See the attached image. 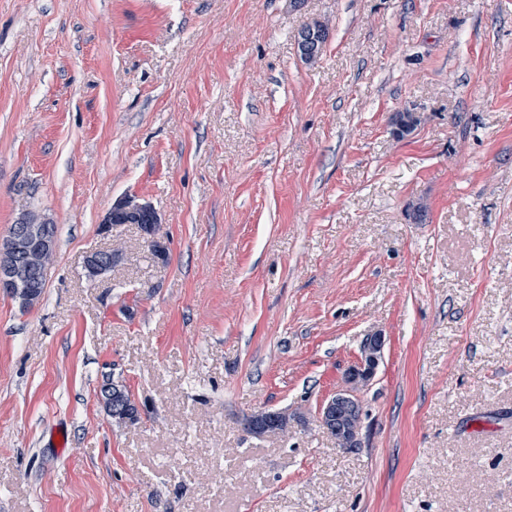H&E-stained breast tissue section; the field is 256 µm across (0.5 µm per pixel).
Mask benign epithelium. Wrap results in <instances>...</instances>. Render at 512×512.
Segmentation results:
<instances>
[{
    "label": "benign epithelium",
    "instance_id": "7a95c632",
    "mask_svg": "<svg viewBox=\"0 0 512 512\" xmlns=\"http://www.w3.org/2000/svg\"><path fill=\"white\" fill-rule=\"evenodd\" d=\"M297 46L300 55L311 61L316 58L318 47L310 46L308 30L298 33ZM151 209L147 203L135 196H126L112 205L103 221V230L112 231V227L122 221H129L140 213ZM54 241V225L47 220L34 224L19 223V227L11 234L9 253L24 250L31 256H36L52 249ZM7 268H15L21 275L7 273L0 276V291L18 299L23 305H28L36 299L41 286L47 280L48 271L37 267L31 269L19 265L14 259L5 263ZM112 267V251L99 250L91 253L85 260V270L91 279L105 275ZM385 338L380 333H373L362 343L359 362L348 369L344 378V387L337 390L322 406L320 423L323 429L336 433L338 441L343 446H354L358 437L347 430L346 422L356 413L360 403L357 392L367 385L374 377L381 361ZM100 399L108 412L114 416L128 412V405L118 397L112 396V390L105 387L100 391Z\"/></svg>",
    "mask_w": 512,
    "mask_h": 512
}]
</instances>
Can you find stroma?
I'll return each instance as SVG.
<instances>
[{"label": "stroma", "instance_id": "1", "mask_svg": "<svg viewBox=\"0 0 512 512\" xmlns=\"http://www.w3.org/2000/svg\"><path fill=\"white\" fill-rule=\"evenodd\" d=\"M127 195L166 260L103 233ZM28 211L0 512H512V0H0V240ZM376 331L343 450L320 410ZM146 210H153V208L144 202H141L135 196H126L121 198L112 205V209L107 213L104 218L103 230L106 232L112 231L114 224H119L122 221H130L133 217L138 216L140 213ZM153 219L156 222H160L157 213L153 210ZM19 227L11 234V246L7 248L9 260L4 264L6 269L15 268L21 272L20 277L11 272L1 275L0 291L19 299L22 305H28L36 299L41 291V286L47 280L48 271L41 267L29 268L20 266L12 256L17 250H24L30 256H36L50 251L54 241V224L47 220H41L34 224L19 222ZM39 274L34 278L31 272ZM85 270L90 279L105 275L112 267V251L99 250L91 253L85 260ZM112 390H118L121 392L122 397L128 402L129 405H132L135 409V405L131 401V397L129 395V392L126 388V386L119 382H112ZM112 390L110 387H105L100 391V399L108 412L114 416L122 415L128 412V405L121 400L118 397L112 396ZM116 423L123 424L128 423L127 420L119 418V417H113Z\"/></svg>", "mask_w": 512, "mask_h": 512}]
</instances>
